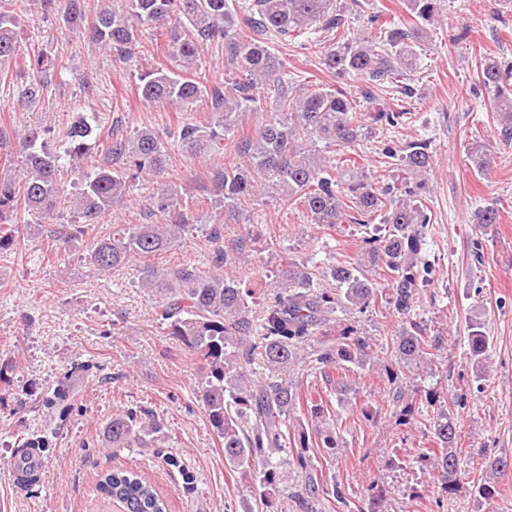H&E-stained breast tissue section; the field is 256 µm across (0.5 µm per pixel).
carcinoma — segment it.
Returning <instances> with one entry per match:
<instances>
[{
	"instance_id": "1",
	"label": "carcinoma",
	"mask_w": 512,
	"mask_h": 512,
	"mask_svg": "<svg viewBox=\"0 0 512 512\" xmlns=\"http://www.w3.org/2000/svg\"><path fill=\"white\" fill-rule=\"evenodd\" d=\"M42 13L61 14L70 27L84 23L89 0H37ZM244 10L236 0H116L110 9L97 12L88 30L89 38L128 58L140 45L144 26L162 35L171 49L176 69L149 68L138 74L137 90L147 102L179 104L191 108L207 105L211 120L205 126L183 123L172 133L175 144L190 156L221 160L215 175L216 207L235 221L244 205L261 195L263 181L281 198L302 207L312 224H358L367 227L375 219L388 227L376 248L385 272L381 286L362 264L330 265L324 277L336 288H317L303 263L285 259L267 270L274 292L256 310V292L242 280L224 274L223 268L246 253L253 237L251 227L228 250L218 247L207 259L208 269L198 264L160 267L147 259L168 251L182 234L195 227L194 218L181 210L177 190L164 182L168 173L167 137L152 130H138L118 138L87 170L92 145L88 143L96 118L78 115L66 127L55 130L36 124L15 144L0 125V152L19 148L22 173L0 176V250L19 244L16 215L19 207L39 224H52L50 251L74 237V224L57 222L63 196L61 173L69 166L80 174L76 192L69 198L70 210L79 224H96L105 213L124 205L138 183L159 180L150 204V215L162 223L113 224L90 242V260L106 272L141 260L140 287L153 300V321L178 339L202 362L197 397L216 438L224 449V464L243 479L259 483L256 512H278L284 498H293L301 512H318L319 499L347 505L340 484L318 474L310 457L312 448L340 447L332 409L303 396L300 383L288 376L299 364L323 370L349 363L370 371L394 361L425 374L432 372L436 353L412 319L416 289L430 281L433 268L421 255L425 225L430 223L426 193L433 166V151L425 139L392 147L384 155L397 158L398 174L390 183L377 185L331 156L355 150L373 125H392L400 112H361L349 85L310 90L285 78L286 63L270 50L265 36L297 38L303 34L327 33L321 42L324 64L340 77L369 85L398 84L415 70L423 51L422 33L438 20L439 0H407L415 18L409 27L380 26L371 37L345 38L344 18L333 0H248ZM14 0H0V61L19 52L16 28L19 15ZM249 34H243V31ZM212 44L224 46L231 91L221 84L206 85L197 73V61ZM55 62L42 54L30 61L19 77V101L33 103L44 95ZM479 88L485 90L495 111L502 116L505 131H512V62L498 57L480 61ZM275 98L276 108L253 137L238 140L224 153V141L234 135L242 117L263 110L262 97ZM58 133L63 150L49 147ZM471 164L480 173L491 169L494 154L485 146L471 151ZM391 292L401 325L388 355L374 353L369 342L350 329L332 344L315 341L336 316V308L359 313ZM273 376L257 377L254 352ZM490 337L480 324L471 327L468 354L484 371ZM396 401L403 409L399 424L410 423L414 399L399 391ZM429 403L440 407L433 425L432 448H420L412 462H431L437 472L438 493L456 489L461 480L457 417L447 396L434 391ZM305 407L310 425L298 419L294 433L288 418ZM112 446L135 448L160 433L164 424L146 410H128L112 417L107 425ZM294 442V483L288 470L275 458L288 442ZM512 469V460L494 457L477 479L478 496L486 505L502 508L505 498L497 488V475ZM100 499L116 502L126 512H167V503L154 485L133 470L101 475L96 483Z\"/></svg>"
}]
</instances>
